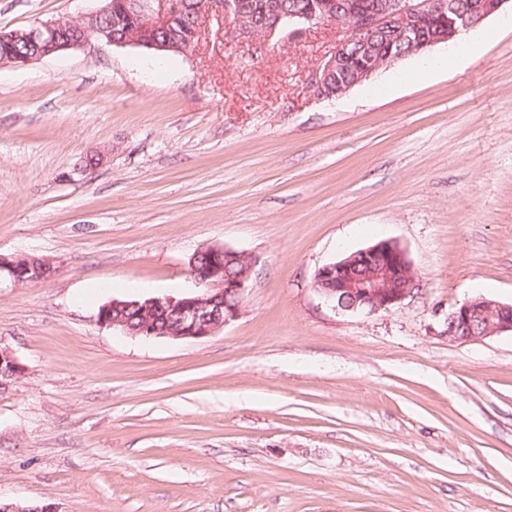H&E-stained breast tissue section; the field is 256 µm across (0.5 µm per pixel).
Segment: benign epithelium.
Masks as SVG:
<instances>
[{
	"mask_svg": "<svg viewBox=\"0 0 512 512\" xmlns=\"http://www.w3.org/2000/svg\"><path fill=\"white\" fill-rule=\"evenodd\" d=\"M103 5L82 21L50 20L29 28L0 31V66L22 67L33 61L82 47L93 40L118 47L146 51L183 53L186 48L174 33L189 21L190 37L198 44L207 23L214 16L230 19V4L224 0H201L190 8L178 0H101ZM512 0H481L478 14H459L432 37L421 35L419 22L436 10H445L443 0H379L362 19L357 7L347 8L342 19L329 0L318 7L290 16L292 24L258 33L246 25L234 30V37L248 40L260 35L295 41L307 31L327 26L342 34L331 56L310 76V88L322 99L341 97L354 86L391 68L406 57L403 52H380L366 57L353 81L332 85L336 71L356 53L359 35L370 29L394 28L420 55L447 44L469 32L489 16L503 10ZM103 18L121 23V34L97 25ZM234 261L243 266L236 275L225 274V265ZM252 271V259L224 245L198 249L189 260V274L197 290L180 296L112 299L101 306L98 321L128 336L142 339L172 337L203 339L214 335L238 317ZM24 286L38 285L53 276L50 262L36 257H7L0 254V274ZM417 286V276L407 249L393 239L380 240L324 265L315 274L314 290L333 307L347 312H388L408 297ZM512 334V303L484 297L468 300L448 314L444 336L450 342H482L494 336ZM22 371L12 353L0 348V391L15 381Z\"/></svg>",
	"mask_w": 512,
	"mask_h": 512,
	"instance_id": "benign-epithelium-1",
	"label": "benign epithelium"
}]
</instances>
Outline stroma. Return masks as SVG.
<instances>
[{"label":"stroma","mask_w":512,"mask_h":512,"mask_svg":"<svg viewBox=\"0 0 512 512\" xmlns=\"http://www.w3.org/2000/svg\"><path fill=\"white\" fill-rule=\"evenodd\" d=\"M100 0H0V30ZM320 99L332 28L194 49L100 42L0 67V498L52 512H512V335L453 343L456 306L512 303V11ZM102 164L85 169L83 157ZM399 241L419 287L334 309L322 266ZM207 244L253 259L213 336L100 324L196 290ZM2 273L19 285L35 286L51 278L55 268L44 259L0 254V278ZM22 371L12 353L0 348V391H5Z\"/></svg>","instance_id":"35a3bbf8"}]
</instances>
